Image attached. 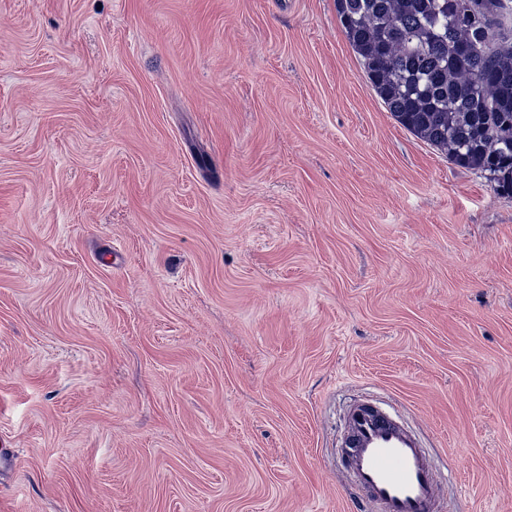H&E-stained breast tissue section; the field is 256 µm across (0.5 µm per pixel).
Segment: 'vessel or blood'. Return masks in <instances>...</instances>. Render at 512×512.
Listing matches in <instances>:
<instances>
[{
	"instance_id": "vessel-or-blood-1",
	"label": "vessel or blood",
	"mask_w": 512,
	"mask_h": 512,
	"mask_svg": "<svg viewBox=\"0 0 512 512\" xmlns=\"http://www.w3.org/2000/svg\"><path fill=\"white\" fill-rule=\"evenodd\" d=\"M360 512H440L441 477L396 420L359 405L347 417L342 450Z\"/></svg>"
}]
</instances>
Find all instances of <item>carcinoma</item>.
Returning <instances> with one entry per match:
<instances>
[{
  "label": "carcinoma",
  "instance_id": "carcinoma-1",
  "mask_svg": "<svg viewBox=\"0 0 512 512\" xmlns=\"http://www.w3.org/2000/svg\"><path fill=\"white\" fill-rule=\"evenodd\" d=\"M336 9L396 121L512 195V0H336Z\"/></svg>",
  "mask_w": 512,
  "mask_h": 512
}]
</instances>
